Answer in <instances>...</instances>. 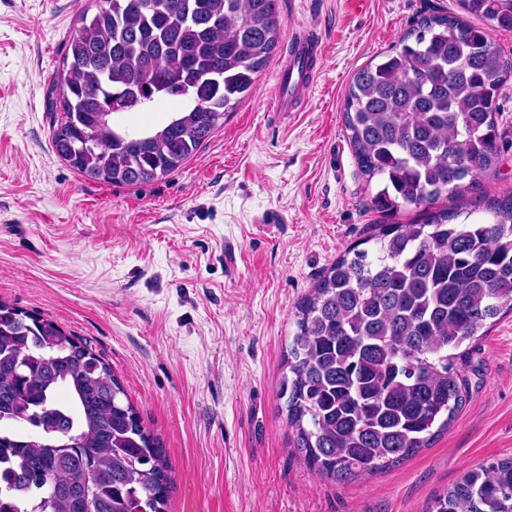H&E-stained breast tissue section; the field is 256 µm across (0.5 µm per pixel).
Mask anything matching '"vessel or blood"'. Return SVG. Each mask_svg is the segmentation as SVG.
<instances>
[{
	"instance_id": "b4317fda",
	"label": "vessel or blood",
	"mask_w": 512,
	"mask_h": 512,
	"mask_svg": "<svg viewBox=\"0 0 512 512\" xmlns=\"http://www.w3.org/2000/svg\"><path fill=\"white\" fill-rule=\"evenodd\" d=\"M290 52L279 63L277 83L270 101L274 112L300 111L313 83L314 66L322 52L319 38L302 31L288 36Z\"/></svg>"
}]
</instances>
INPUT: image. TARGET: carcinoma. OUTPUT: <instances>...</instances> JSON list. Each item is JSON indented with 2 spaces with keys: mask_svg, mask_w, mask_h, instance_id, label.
Here are the masks:
<instances>
[{
  "mask_svg": "<svg viewBox=\"0 0 512 512\" xmlns=\"http://www.w3.org/2000/svg\"><path fill=\"white\" fill-rule=\"evenodd\" d=\"M280 0H94L69 37L55 153L83 178L135 186L175 172L252 92L279 49ZM353 76L344 121L382 212L462 197L497 168L512 0H457ZM189 106L132 131L125 112ZM457 223L379 224L298 303L279 396L294 448L333 479L430 445L466 402L461 347L512 311V196ZM0 512H167L166 458L112 370L56 323L0 300ZM431 512H512V458L467 470Z\"/></svg>",
  "mask_w": 512,
  "mask_h": 512,
  "instance_id": "cac0c4a2",
  "label": "carcinoma"
}]
</instances>
